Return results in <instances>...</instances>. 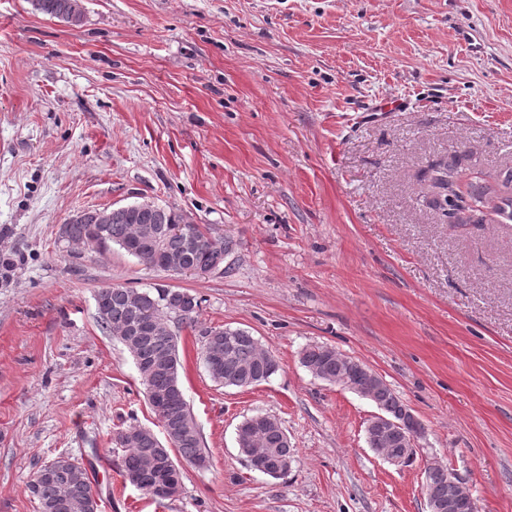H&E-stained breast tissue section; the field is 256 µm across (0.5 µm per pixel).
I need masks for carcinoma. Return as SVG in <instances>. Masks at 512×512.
Masks as SVG:
<instances>
[{"label": "carcinoma", "instance_id": "carcinoma-1", "mask_svg": "<svg viewBox=\"0 0 512 512\" xmlns=\"http://www.w3.org/2000/svg\"><path fill=\"white\" fill-rule=\"evenodd\" d=\"M35 8L51 18L60 19L72 26L82 23L84 12L81 0H34ZM427 180L432 192L431 204L442 212L450 224H506L512 222V173L503 179L489 181L473 180L457 163L440 161L430 165ZM144 224L120 222L110 224L104 237L91 240L87 236V225L68 224L66 234L71 240L90 249H107L117 246L139 263H151L157 270H165L161 260L151 258L135 247L139 239L153 234L161 239L162 257L184 256L195 267L208 272L226 271L224 254L229 252V243L211 237L205 226L196 224L188 215L170 208H162L158 215L145 214ZM189 228L196 239L194 248H189L186 238L169 232L178 225ZM110 293V318H100L103 329L126 322L135 324L137 319L151 315L156 320L157 330L138 337L135 343L122 340V344L135 360L146 398L154 395L168 397L165 433L167 444L149 429L130 425L116 431L113 440L125 448L122 460L124 479L133 481L138 477L147 480L154 488L172 487L181 494L182 472L175 462L172 451L190 464H209V456L202 448V437L190 407L179 384L178 334L167 325L169 317L180 324L197 328L201 300L184 299L186 292L170 288H158L156 292L114 285L105 288ZM200 357L210 349L221 354L216 366L205 365L212 380L226 387L248 388L270 380L280 370L278 358L265 350L249 331L230 326L198 328ZM301 365L316 379L329 384L354 382L372 394L373 403L391 413L403 406V401L379 375L366 365L344 356L334 347L312 345L300 354ZM369 447L383 452L401 464L409 463L414 456L410 448L399 445V434H386L374 427L365 429ZM237 444L245 461L264 462L267 476L281 478L288 475L295 461L296 449L290 447L288 435L281 421L269 414L258 413L244 420L237 427ZM35 471L28 482L29 493L37 498L41 512H85L81 503L96 495L87 473H81L83 482L72 487L71 497L76 499L73 507L57 508L61 485L59 478H39ZM428 512H477L473 498L459 497L454 508L448 509V496L452 485L448 479V468L436 465L428 468V480L423 484Z\"/></svg>", "mask_w": 512, "mask_h": 512}]
</instances>
